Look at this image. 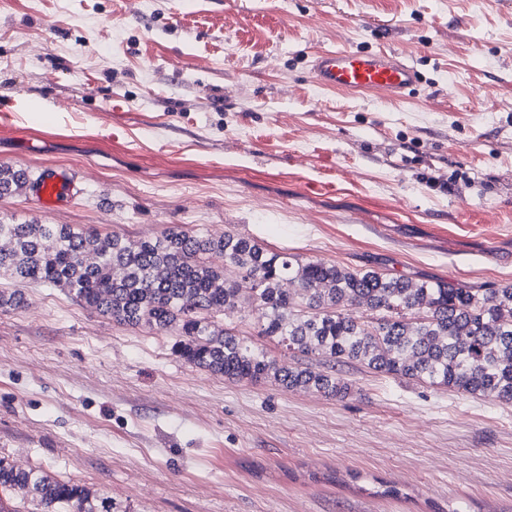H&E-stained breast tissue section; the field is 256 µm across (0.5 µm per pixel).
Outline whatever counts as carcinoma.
<instances>
[{"mask_svg":"<svg viewBox=\"0 0 512 512\" xmlns=\"http://www.w3.org/2000/svg\"><path fill=\"white\" fill-rule=\"evenodd\" d=\"M28 177L0 166V197L20 192ZM0 271L19 284L0 292L1 310L25 307L28 284L66 288L119 324L173 333L174 353L216 376L348 393L335 370L285 365L226 323L247 311L260 322L258 335L294 353L512 402V284L474 288L354 270L273 251L252 237L200 235L181 225L131 240L3 220ZM27 501L35 505L30 512H128L84 485L0 458V512H24Z\"/></svg>","mask_w":512,"mask_h":512,"instance_id":"cac0c4a2","label":"carcinoma"}]
</instances>
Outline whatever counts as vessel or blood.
<instances>
[{
	"label": "vessel or blood",
	"mask_w": 512,
	"mask_h": 512,
	"mask_svg": "<svg viewBox=\"0 0 512 512\" xmlns=\"http://www.w3.org/2000/svg\"><path fill=\"white\" fill-rule=\"evenodd\" d=\"M311 74L316 84L326 89L365 91L400 99L420 83L417 68L388 51L354 49L325 50L311 61ZM30 200L50 209L70 201L74 184L66 169L45 167L38 180L27 182Z\"/></svg>",
	"instance_id": "1"
}]
</instances>
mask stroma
<instances>
[{"label":"stroma","instance_id":"obj_1","mask_svg":"<svg viewBox=\"0 0 512 512\" xmlns=\"http://www.w3.org/2000/svg\"><path fill=\"white\" fill-rule=\"evenodd\" d=\"M336 48L421 84L323 89ZM49 165L79 195L6 196L0 220L512 284V0H0V166ZM25 294L0 311L1 458L131 512H512V403L356 362L343 397L227 379L172 333Z\"/></svg>","mask_w":512,"mask_h":512}]
</instances>
